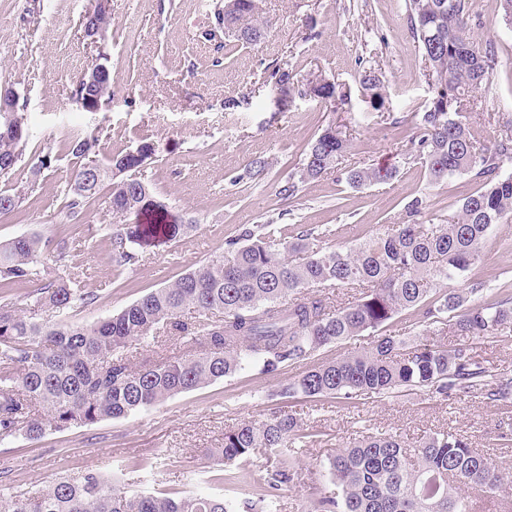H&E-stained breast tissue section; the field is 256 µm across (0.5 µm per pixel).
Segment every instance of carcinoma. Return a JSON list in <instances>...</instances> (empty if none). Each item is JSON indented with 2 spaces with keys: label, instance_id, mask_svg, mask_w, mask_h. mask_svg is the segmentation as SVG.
<instances>
[{
  "label": "carcinoma",
  "instance_id": "cac0c4a2",
  "mask_svg": "<svg viewBox=\"0 0 512 512\" xmlns=\"http://www.w3.org/2000/svg\"><path fill=\"white\" fill-rule=\"evenodd\" d=\"M474 0H407V24L422 49L434 97L419 117L412 141L430 181L468 175L481 185L461 200L457 213L439 222L421 220L426 204H407L400 224H380L356 247L326 250L311 228L275 235L270 224L245 227L227 249L177 280L156 288L120 311L88 324L70 311L95 304L97 296L59 276L35 290L33 305L0 303V442L23 434L37 441L48 430L64 431L106 418H120L165 399L231 376L250 364L273 375L288 362L317 349L375 332L403 310H416L435 336L462 339L494 335L512 327V298L471 303L483 289L445 288L464 279L480 259L491 230L512 217V131L479 137L486 124L463 117L456 105L487 83L498 66L491 40L474 37ZM269 27L262 0H234L224 11V33L241 44L261 40ZM359 84L373 108L384 105V77L373 69ZM341 103L350 93L326 78L297 88ZM20 134L0 137V175L25 161L31 131L24 113ZM98 138L76 134L69 150L79 165L70 185L76 214L97 197L106 178L115 213L134 217L111 237L112 262L140 261L135 246L162 236L174 240L193 228L152 196L140 173L155 148L142 143L97 167L98 177L82 184L85 165L96 157ZM350 148L342 131L327 126L309 145L299 181L313 180L339 164ZM267 159H252L245 176L264 180ZM352 186L388 182L394 166L344 172ZM66 257L65 246L41 235L0 243V288L41 276ZM347 291L351 301L335 307L328 289ZM193 310V320L177 319ZM49 312L52 318L39 317ZM398 336L380 334L371 349L310 367L280 386L282 398L331 396L352 404L360 396L395 390H424L444 401L485 389L489 402L512 404V376L487 383L488 370L469 346L434 342L403 349ZM147 355L132 362L130 351ZM315 437L296 414L279 408L260 421L224 433V460H245L259 448H301ZM323 470L335 489L311 504L312 512H473L468 488L497 493L506 476L468 438L438 431L413 448L401 435L356 438L337 448ZM282 462L267 470L263 486L242 502L222 495L129 493L115 488L98 470L60 477L34 493L13 491L0 471V512H278L279 489L295 479Z\"/></svg>",
  "mask_w": 512,
  "mask_h": 512
}]
</instances>
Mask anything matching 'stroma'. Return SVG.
<instances>
[{
  "label": "stroma",
  "instance_id": "obj_1",
  "mask_svg": "<svg viewBox=\"0 0 512 512\" xmlns=\"http://www.w3.org/2000/svg\"><path fill=\"white\" fill-rule=\"evenodd\" d=\"M215 4L112 0V23L97 48L80 26L90 0H0V87L20 95L32 131L27 156H52L50 168L40 173L27 162L0 177V189L21 195L14 210L0 213V242L27 234L67 242L60 274H78L82 287L97 296L92 307L77 311L76 322L107 317L206 263L246 225L301 224L321 232V247L346 250L377 225L400 222L412 199L441 203L448 216L478 188L466 176L431 183L411 143L433 91L407 27L406 0H266L272 26L265 38L221 52L205 37L210 30L224 33ZM475 13L474 35L495 40L499 66L476 90L474 107L512 121V29L498 22V0H475ZM103 53L116 96L109 107L87 112L75 99L76 84ZM279 66L293 70L298 83L323 75L350 88L351 99L340 104L289 93L276 83ZM365 68L385 78L382 109H373L359 93ZM228 99L237 100V108L226 109ZM331 124L352 141L342 166L392 165L398 177L354 188L331 169L300 182L304 150ZM73 131L97 136L103 164L141 143L154 144L144 177L154 197L171 214L194 220L195 228L174 241L147 243L137 264L114 265L110 237L124 219L105 202L109 185L79 217L67 207L76 169L67 139ZM257 157L271 164L258 184L243 176ZM291 180L299 181L298 193L282 200L279 189ZM481 252V263L456 289L472 279L484 285L475 302L512 297V219L493 229ZM372 341L365 334L321 347L275 377L249 368L126 417L50 431L35 442L16 435L0 443V470L22 493L96 469L138 493H211L239 502L255 495L267 466L281 459L297 472L280 493L281 512H308L314 487L329 485L321 466L339 445L395 432L411 448L424 436L449 430L512 474V447L496 442L499 432L512 430V408L489 403L477 390L445 401L407 391L351 406L278 397L281 384L306 368L367 350ZM469 346L492 373L512 375V330ZM281 406L296 411L318 437L291 452L258 450L245 462L213 456L225 430Z\"/></svg>",
  "mask_w": 512,
  "mask_h": 512
}]
</instances>
